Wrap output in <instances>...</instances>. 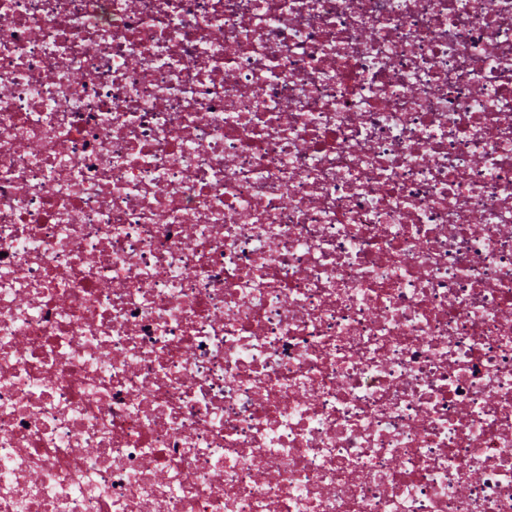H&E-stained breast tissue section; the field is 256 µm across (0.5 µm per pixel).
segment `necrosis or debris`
Returning a JSON list of instances; mask_svg holds the SVG:
<instances>
[{
    "instance_id": "4bbe7bcc",
    "label": "necrosis or debris",
    "mask_w": 512,
    "mask_h": 512,
    "mask_svg": "<svg viewBox=\"0 0 512 512\" xmlns=\"http://www.w3.org/2000/svg\"><path fill=\"white\" fill-rule=\"evenodd\" d=\"M0 512H512V0H0Z\"/></svg>"
}]
</instances>
